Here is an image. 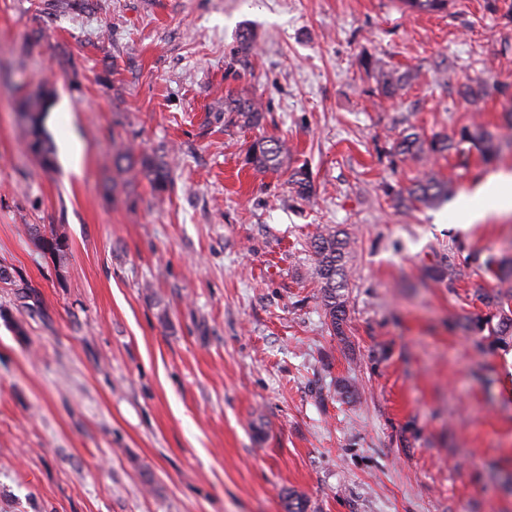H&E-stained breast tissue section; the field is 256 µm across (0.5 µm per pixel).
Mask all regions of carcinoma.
Returning a JSON list of instances; mask_svg holds the SVG:
<instances>
[{"label":"carcinoma","instance_id":"carcinoma-1","mask_svg":"<svg viewBox=\"0 0 512 512\" xmlns=\"http://www.w3.org/2000/svg\"><path fill=\"white\" fill-rule=\"evenodd\" d=\"M403 11L410 14L438 13L448 9V0H400ZM366 67L380 71V93L393 98L401 93L410 76L383 69L379 61L369 58ZM53 91H45L37 102L29 105L34 113L30 124L29 150L45 166L54 163L55 152L43 126V114L48 111ZM264 112L261 102L247 91L228 94L224 98V126L239 129H254L261 126ZM512 148V139L498 130L472 120L459 127L452 134L443 137H422L414 127L406 128L399 136L396 151L412 160H421L430 155H443L464 149L475 150L483 160L497 155L503 145ZM115 163L133 180H145L151 188L162 193L168 189L169 173L167 163L157 154H148L136 149L133 144L124 145L115 154ZM245 163L257 172H278L290 166V154L286 142L268 136L253 140L246 151ZM290 184L294 192L308 198L312 192L313 179L304 167L291 173ZM399 205L405 209L419 203L434 206L448 200L454 194L453 185L431 170H424L409 186L394 190ZM29 232L38 241L40 248L57 256L64 253L65 244L54 236L46 237L32 225ZM313 262L311 278L317 284L316 298L328 320L331 334L342 336L347 324V297L351 237L336 226L323 227L311 240ZM469 257L448 259L434 269V276L450 280L460 275L461 267L467 265ZM485 271L496 282L497 291L488 296L486 305L492 308L490 318L478 325V329L500 340L512 330V261L493 256L483 262Z\"/></svg>","mask_w":512,"mask_h":512}]
</instances>
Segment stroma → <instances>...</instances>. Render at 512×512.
<instances>
[{
	"instance_id": "1",
	"label": "stroma",
	"mask_w": 512,
	"mask_h": 512,
	"mask_svg": "<svg viewBox=\"0 0 512 512\" xmlns=\"http://www.w3.org/2000/svg\"><path fill=\"white\" fill-rule=\"evenodd\" d=\"M368 57L410 75L402 95H380ZM469 81L485 92L468 102ZM41 84L51 168L21 116ZM503 85L512 0H0V512H284L291 492L306 512H512V340L471 328L512 212H459L512 151H395L412 125L504 128ZM242 88L258 128L224 124ZM262 135L313 197L245 165ZM130 142L166 150V192L126 184ZM424 168L454 197L399 208L387 186ZM336 224L353 239L341 336L307 247ZM457 244L464 277L430 280Z\"/></svg>"
}]
</instances>
